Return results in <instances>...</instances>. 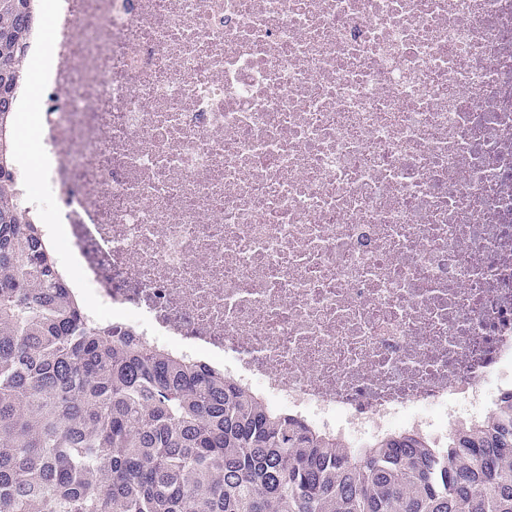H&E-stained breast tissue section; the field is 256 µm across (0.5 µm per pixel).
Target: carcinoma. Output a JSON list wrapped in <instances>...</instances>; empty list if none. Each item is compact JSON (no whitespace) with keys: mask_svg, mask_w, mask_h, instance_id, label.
Masks as SVG:
<instances>
[{"mask_svg":"<svg viewBox=\"0 0 512 512\" xmlns=\"http://www.w3.org/2000/svg\"><path fill=\"white\" fill-rule=\"evenodd\" d=\"M33 2L0 0V512H512V391L445 448H346L86 315L17 192Z\"/></svg>","mask_w":512,"mask_h":512,"instance_id":"carcinoma-1","label":"carcinoma"}]
</instances>
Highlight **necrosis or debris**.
Segmentation results:
<instances>
[{
    "instance_id": "4bbe7bcc",
    "label": "necrosis or debris",
    "mask_w": 512,
    "mask_h": 512,
    "mask_svg": "<svg viewBox=\"0 0 512 512\" xmlns=\"http://www.w3.org/2000/svg\"><path fill=\"white\" fill-rule=\"evenodd\" d=\"M44 235L88 315L358 448L512 389V0H56Z\"/></svg>"
}]
</instances>
